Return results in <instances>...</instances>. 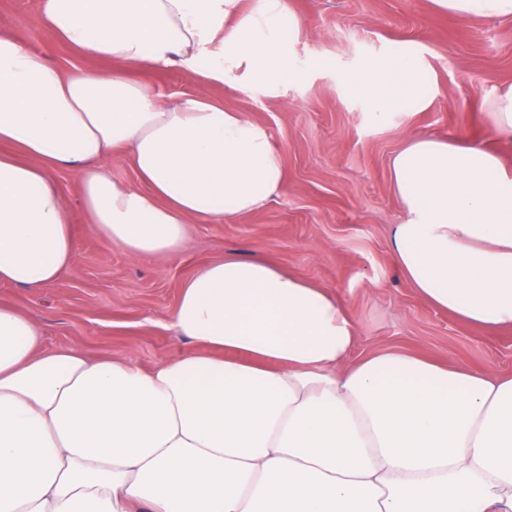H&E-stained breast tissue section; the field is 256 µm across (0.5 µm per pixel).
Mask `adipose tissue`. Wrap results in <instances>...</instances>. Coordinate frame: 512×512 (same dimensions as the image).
Instances as JSON below:
<instances>
[{"instance_id":"obj_1","label":"adipose tissue","mask_w":512,"mask_h":512,"mask_svg":"<svg viewBox=\"0 0 512 512\" xmlns=\"http://www.w3.org/2000/svg\"><path fill=\"white\" fill-rule=\"evenodd\" d=\"M41 0L82 54L208 83L296 76L274 38L288 0ZM512 19V0H433ZM0 19V283L43 288L76 262L51 171H74L92 231L131 256L177 253L187 221L255 212L285 178L267 131L201 94L160 101L107 70L62 72ZM396 54L346 81L373 123L417 97ZM132 164L145 190L116 183ZM391 246L418 295L512 329V169L493 148L411 139L391 161ZM195 349L144 370L47 348L0 306V512H512V375L385 352L354 358L346 307L267 260L202 266L169 319Z\"/></svg>"}]
</instances>
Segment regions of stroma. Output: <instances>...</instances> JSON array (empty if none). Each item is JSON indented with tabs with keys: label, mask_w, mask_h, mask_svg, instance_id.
Here are the masks:
<instances>
[{
	"label": "stroma",
	"mask_w": 512,
	"mask_h": 512,
	"mask_svg": "<svg viewBox=\"0 0 512 512\" xmlns=\"http://www.w3.org/2000/svg\"><path fill=\"white\" fill-rule=\"evenodd\" d=\"M40 4L0 0V17L63 70L101 68L37 24ZM288 5L304 21L287 39L298 75L274 93L205 86L178 66L145 75L163 96L201 90L264 126L286 169L278 195L229 221L189 220L188 243L177 254L134 258L89 231L74 172L57 169L77 239L76 265L45 288L1 284L0 304L38 322L47 347L127 355L149 369L193 348L168 327L185 282L205 264L260 256L345 302L359 328L356 356L407 352L511 375V330L471 326L430 306L398 268L390 239L401 211L390 160L411 137L428 134L496 148L512 167V144L488 117L499 87L512 83V21L453 18L436 12L431 0ZM393 53L414 56L431 86L377 126L344 81L367 60Z\"/></svg>",
	"instance_id": "stroma-1"
}]
</instances>
